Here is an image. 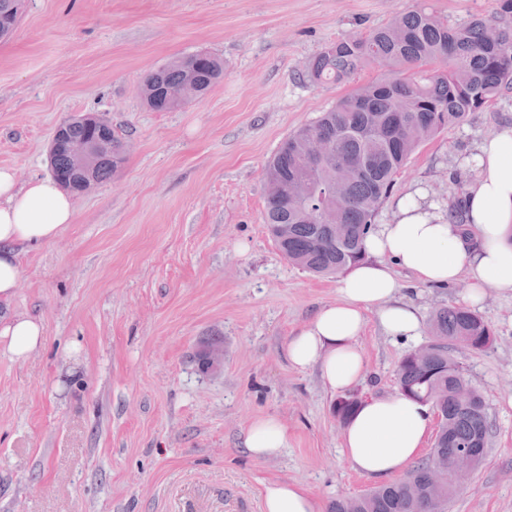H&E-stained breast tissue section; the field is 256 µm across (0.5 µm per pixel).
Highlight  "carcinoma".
Wrapping results in <instances>:
<instances>
[{"mask_svg":"<svg viewBox=\"0 0 512 512\" xmlns=\"http://www.w3.org/2000/svg\"><path fill=\"white\" fill-rule=\"evenodd\" d=\"M368 65L383 71L382 77L357 86L316 121L289 134L264 169L268 231L289 264L314 275L341 273L365 259L374 217L414 151L512 89V0H499L494 14H473L461 24L415 8L325 45L309 61L305 77L312 83L342 81ZM223 76L224 63L200 50L151 71L141 95L150 110L171 112L183 106L175 95L188 81L202 98ZM98 134L84 122L65 128L69 142ZM313 137L330 147L314 174L304 166ZM338 159L348 165L339 174ZM298 177L312 179L304 202L286 198ZM429 326L427 353L403 356L398 386L406 397L439 401L443 422L430 455L395 483L334 501L331 512H447L450 496L431 480L433 461L462 448H477L485 457L491 434L487 404L456 368L452 351L462 337L473 351L487 349L492 330L462 306L436 310Z\"/></svg>","mask_w":512,"mask_h":512,"instance_id":"cac0c4a2","label":"carcinoma"}]
</instances>
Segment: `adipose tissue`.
<instances>
[{
	"label": "adipose tissue",
	"mask_w": 512,
	"mask_h": 512,
	"mask_svg": "<svg viewBox=\"0 0 512 512\" xmlns=\"http://www.w3.org/2000/svg\"><path fill=\"white\" fill-rule=\"evenodd\" d=\"M478 168L461 206L462 222L420 191L397 202L395 222L367 238L369 255L337 282L338 301L322 306L286 346L293 367L318 369L326 385L346 391L365 375L357 341L366 314L376 311L388 335H420L421 319L398 300L400 282L389 263L410 271L419 282L448 286L467 278L464 300L482 301L487 290L512 292V128L494 132L473 158ZM74 200L54 179L18 183L0 167V304L10 305L20 280L26 246L56 238L74 219ZM43 344L41 322L23 314L0 315V345L25 359ZM429 405L402 395L372 396L359 405L343 430L342 445L352 467L370 478H388L417 459L430 435ZM288 444V430L273 415L253 420L246 449L274 458ZM263 512H320V503L302 485L275 480L262 490Z\"/></svg>",
	"instance_id": "ef3b65f1"
}]
</instances>
